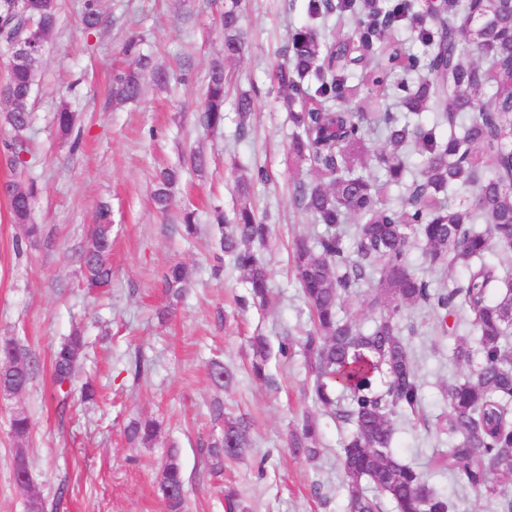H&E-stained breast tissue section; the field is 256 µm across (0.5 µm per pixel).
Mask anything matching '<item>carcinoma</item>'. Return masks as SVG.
I'll use <instances>...</instances> for the list:
<instances>
[{"instance_id": "cac0c4a2", "label": "carcinoma", "mask_w": 512, "mask_h": 512, "mask_svg": "<svg viewBox=\"0 0 512 512\" xmlns=\"http://www.w3.org/2000/svg\"><path fill=\"white\" fill-rule=\"evenodd\" d=\"M239 0H230L220 18L224 58L211 62L201 123L207 129L224 126L226 78L224 62L242 53L244 33ZM23 11L4 29L6 40L33 38L45 44L58 23V0H27ZM306 24L289 36L285 63L273 75L294 133L290 152L308 165L309 183L295 188L294 202L324 226L292 248V273L309 309L313 327L301 344L308 357L310 397L315 407L349 425L343 442L342 469L347 512H382L389 501L397 512H467L429 486L424 471L404 463L394 448L395 421L415 418L422 409V390L411 358L408 337L415 326L405 323L408 310L434 315V349L448 344V361L467 368L465 378L442 387L447 411L436 429L448 435L450 446L433 458V466L448 472L461 489L490 504L489 512H512V280L486 261L494 248L512 253V98L499 82L512 75V0H440L413 10L411 0H307ZM332 13L351 22L347 30L329 33L316 21ZM82 25L87 32L105 23L99 0H83ZM416 34L420 54L404 48L399 34ZM355 38L362 49L381 45V56L366 64L359 84L369 87L367 111L348 110L342 102L356 87L346 44ZM11 62L0 90L7 99L3 122L20 133L31 121L29 100L36 57L9 48ZM477 51L483 63H467ZM129 68L114 78L112 95L119 102L135 100L141 79L149 72L163 84L167 75L153 67L131 39L125 46ZM481 109H476L477 103ZM254 99L241 94L235 108L239 135L250 127ZM383 132L385 147L377 156L385 181L373 182L358 173L366 163L365 131ZM180 177L163 169L156 177L153 201L166 212L169 187ZM254 177L237 179L238 201L230 220L216 214L220 249L229 256L248 288L238 299L263 307L268 300V273L260 247L269 235V216L260 217L250 202ZM392 186L402 188L398 204L382 200ZM474 188L471 197L443 195ZM13 181L0 185L9 200L11 220L23 225L25 238L39 242V225L31 223L35 184L15 196ZM357 221L352 243L345 223ZM420 248L433 268L459 271L435 288L410 268L408 251ZM112 224L106 206L99 210L82 252L85 286L103 291L112 286ZM373 281L368 294L355 287ZM163 285L180 297L188 285L181 264L168 267ZM356 297L347 309L345 302ZM454 324L448 325V318ZM84 337L69 336L56 350L52 380L58 405L74 399L75 378L84 354ZM269 345L254 344L251 368L265 378ZM28 350L14 339L0 342V394L24 392L32 378ZM30 416L17 411L10 432L18 443L27 440ZM159 425L133 419L126 426L132 444L157 440ZM249 442L247 426L227 420L224 434L207 448L212 471L224 459L240 457ZM289 447L314 459L319 454L318 427L307 413L290 438ZM159 491L168 512H182L185 484L178 456L167 454Z\"/></svg>"}]
</instances>
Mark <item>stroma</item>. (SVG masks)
<instances>
[{
  "mask_svg": "<svg viewBox=\"0 0 512 512\" xmlns=\"http://www.w3.org/2000/svg\"><path fill=\"white\" fill-rule=\"evenodd\" d=\"M81 0H59V22L34 63L32 122L22 138L23 166L10 167L5 143L13 137L0 124V182L35 184L33 221L43 228L35 245L24 243L0 196V340L13 338L30 353L36 369L21 395H0V512H26L27 493L14 478L18 445L10 434L12 412L33 422L24 447L44 512H166L158 491L161 465L177 451L186 490L185 512H224V492L234 490L238 512H346L341 468L343 432L319 416V454H294L290 432L314 406L302 352L271 358L266 380L251 372L252 345L264 338H299L310 315L290 272L295 237L319 227L292 200L298 183L310 181L307 166L290 158L292 127L272 76L283 63L292 30L305 21V0H242L246 44L225 71L231 93L224 126L200 125L206 75L212 58L223 55L218 15L224 0H101L103 27L85 32ZM141 37V49L170 75L167 85L145 76L137 100L112 102V78L125 65L123 45ZM255 91V113L245 136L236 132V95ZM68 103L76 116L69 135L55 123ZM206 154L205 173L184 167L191 151ZM178 165L182 177L171 189L168 212L153 201L158 168ZM264 168L268 181H254L252 202L269 213L271 229L261 249L269 272L265 309L240 308L246 293L230 259H219L214 209L231 214L236 178ZM112 211V288L107 295L82 284L81 253L98 221L100 204ZM196 212L199 235L186 236L181 211ZM174 263L189 273L181 297L166 294L162 277ZM417 333L409 340L424 402L422 422H396L403 459L423 470L437 491L456 496L447 474L432 459L448 440L435 428L444 408L440 388L463 378L431 342L432 319L414 311ZM89 347L79 369L100 393L97 405L72 402L58 410L53 400L52 356L72 331ZM151 365L135 379V356ZM234 374L226 387L210 376L212 361ZM225 417L248 424L244 456L215 475L205 454L224 431ZM133 419H154L157 441L130 445L125 428Z\"/></svg>",
  "mask_w": 512,
  "mask_h": 512,
  "instance_id": "35a3bbf8",
  "label": "stroma"
}]
</instances>
